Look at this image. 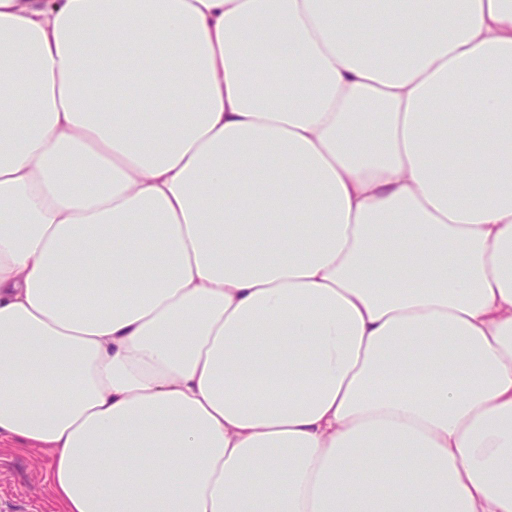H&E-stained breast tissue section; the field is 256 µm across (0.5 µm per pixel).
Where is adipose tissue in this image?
I'll return each mask as SVG.
<instances>
[{
  "instance_id": "ef3b65f1",
  "label": "adipose tissue",
  "mask_w": 512,
  "mask_h": 512,
  "mask_svg": "<svg viewBox=\"0 0 512 512\" xmlns=\"http://www.w3.org/2000/svg\"><path fill=\"white\" fill-rule=\"evenodd\" d=\"M0 446L64 512H512V0H0Z\"/></svg>"
}]
</instances>
